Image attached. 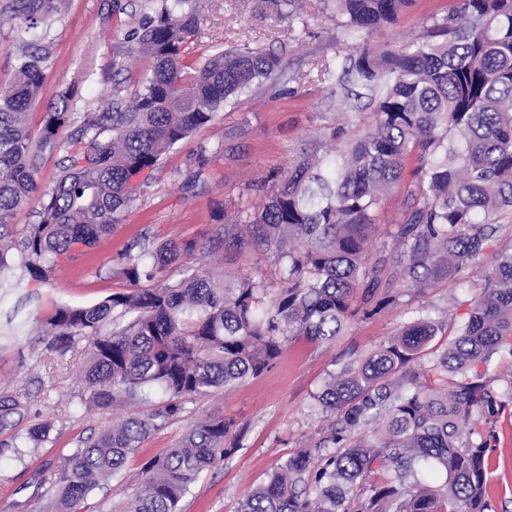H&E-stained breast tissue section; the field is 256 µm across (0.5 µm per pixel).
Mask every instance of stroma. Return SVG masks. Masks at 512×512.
Masks as SVG:
<instances>
[{
  "label": "stroma",
  "mask_w": 512,
  "mask_h": 512,
  "mask_svg": "<svg viewBox=\"0 0 512 512\" xmlns=\"http://www.w3.org/2000/svg\"><path fill=\"white\" fill-rule=\"evenodd\" d=\"M122 2L125 12L116 17L112 0H69L68 10L52 27V69L34 115L42 117L60 90L75 89V116L67 136L101 97L131 98L134 80L147 69L144 61L126 56L124 73H113L116 52L127 49L124 32L131 16L145 6V0ZM454 6L455 0H414L395 23L367 32L346 26L334 0H202L199 55L248 46L275 55L278 68L272 79L230 98L211 122L174 147L161 168L134 177L140 192L122 223L94 248H79L71 259L58 258L44 281L16 267L0 272V394L25 395L29 409L11 435L22 443L30 425H52L48 442L29 448L23 461L0 462V512H41L55 494L38 475L43 462L62 465L82 441L150 411L164 399L155 390L107 410L87 408L80 399L84 353L62 358L49 354L39 319L61 304L90 305L128 291L130 284L121 272L123 255L136 242L149 247L167 240L195 242L192 254L157 274L159 284H174L192 274H227L263 282L272 291L279 288L273 259L224 248L225 224L262 206L265 189L295 158L325 155L363 131L376 100L343 75L365 45L391 48L409 41ZM407 209L406 191L384 201L380 230L368 252L372 260L387 257L378 276L382 291L393 296L392 304L371 317H349L342 333L324 345L291 337L272 369L232 392L218 388L187 403L179 418L152 431L129 459L127 483L106 482L87 496L80 512H112L148 458L165 453L192 425L211 416L244 425L245 446L222 466L203 472L180 510L238 512L278 463L329 426L330 415L312 412L313 397L346 363L368 356L422 314L442 322L428 347L430 354L441 352L449 333L468 320L496 255L512 248V217L502 219L478 265L421 291L403 278L406 259L391 239L395 222ZM482 433L490 448L491 512H512V401L483 425Z\"/></svg>",
  "instance_id": "obj_1"
}]
</instances>
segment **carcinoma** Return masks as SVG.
Returning a JSON list of instances; mask_svg holds the SVG:
<instances>
[{"mask_svg":"<svg viewBox=\"0 0 512 512\" xmlns=\"http://www.w3.org/2000/svg\"><path fill=\"white\" fill-rule=\"evenodd\" d=\"M145 12L125 32L147 61L132 102L103 101L84 113L72 154L51 190L38 181L72 120L66 89L32 135L31 105L48 78L50 30L66 0H7L15 20L12 80L0 88V272L19 265L35 280L57 257L91 248L119 223L131 179L161 166L180 141L209 123L232 95L270 78L278 60L260 50L195 56V0ZM411 0H336L352 27L396 21ZM348 81L379 94L368 130L336 154H303L269 190L267 203L224 225V247L275 257L281 287L254 280L191 275L175 285L141 286L195 250L165 241L124 255L131 290L90 306L60 305L44 319L47 350L64 355L88 342L81 400L106 410L156 387L166 400L127 418L67 455L46 512H79L81 502L127 461L150 432L213 388L230 392L272 368L288 339L333 341L353 313L375 314L379 256L367 264L376 214L406 175L411 204L393 234L416 288L476 264L499 219L512 213V0H459L423 37L391 49L362 50ZM42 199L38 222L9 238L16 212ZM112 332L102 333L107 324ZM441 328L419 316L368 357L348 363L314 395L329 427L277 465L238 512H489L487 442L482 420L502 401L478 371L512 343V250L498 254L469 319L432 365L421 359ZM28 411L0 394V433ZM52 426L27 433L35 445ZM245 428L208 417L181 442L148 459L119 512H179L200 475L244 448Z\"/></svg>","mask_w":512,"mask_h":512,"instance_id":"cac0c4a2","label":"carcinoma"}]
</instances>
